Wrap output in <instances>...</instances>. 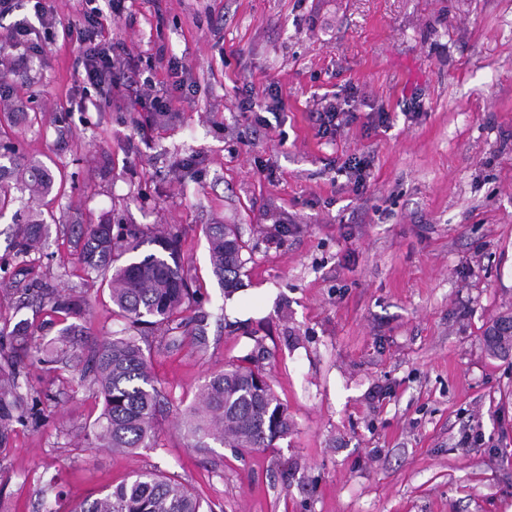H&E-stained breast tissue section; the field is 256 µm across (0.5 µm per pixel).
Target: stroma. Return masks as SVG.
<instances>
[{"label":"stroma","mask_w":512,"mask_h":512,"mask_svg":"<svg viewBox=\"0 0 512 512\" xmlns=\"http://www.w3.org/2000/svg\"><path fill=\"white\" fill-rule=\"evenodd\" d=\"M43 3L57 24L38 52L7 37L31 4L0 19V112L40 115L10 137L67 176L43 208L173 232L208 342L141 339L166 404L134 455L86 447L103 400L81 361L27 358L41 422L8 433L0 512H44L46 472L67 507L145 468L213 512H512V354L485 343L512 316V0H97L128 71L184 92L154 125L120 101L82 107L85 2ZM331 103L348 121L330 139L313 115ZM354 155L370 162L359 193ZM218 222L249 245L233 313L209 260ZM12 233L0 218V327L27 318L42 345L64 326L17 309L5 284L25 265L85 292L88 342L124 329L68 228L25 258ZM229 364L262 368L287 408L274 447L193 448L181 419Z\"/></svg>","instance_id":"1"}]
</instances>
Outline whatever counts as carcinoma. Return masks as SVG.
<instances>
[{
    "instance_id": "carcinoma-1",
    "label": "carcinoma",
    "mask_w": 512,
    "mask_h": 512,
    "mask_svg": "<svg viewBox=\"0 0 512 512\" xmlns=\"http://www.w3.org/2000/svg\"><path fill=\"white\" fill-rule=\"evenodd\" d=\"M66 175L54 176L39 159L15 155L0 143V212L15 202L14 193L28 195L27 209L17 223V253L44 245L54 215L35 202L54 191H64ZM77 261L90 276L107 284L117 314L132 326L146 325L164 335H188L198 345L206 343L205 327L181 313L195 302L194 292L177 257V238L155 235L144 240L138 229L114 232L108 220L75 221ZM213 275L227 294L238 289L246 264L248 245L235 224L206 226ZM155 249L134 256L144 243ZM25 299L51 306L71 323L61 328L53 345L38 349L40 361L61 363L82 335L87 301L81 294L43 288L24 289ZM0 335L12 337L9 351L0 352V446L13 423L35 420L38 412L30 396L25 372L27 337L33 335L26 319ZM88 389L103 396L104 409L93 424L91 448L134 454L148 447L156 429L161 396L151 376L144 350L133 336L100 341L86 359L82 379ZM184 426L193 447L206 451L211 444L230 448H272L291 430L287 409L279 402L261 369L230 366L212 374L197 403L187 413ZM62 493L46 512H205L201 500L175 477L158 470L140 469L100 496L86 498L68 511L61 509Z\"/></svg>"
}]
</instances>
